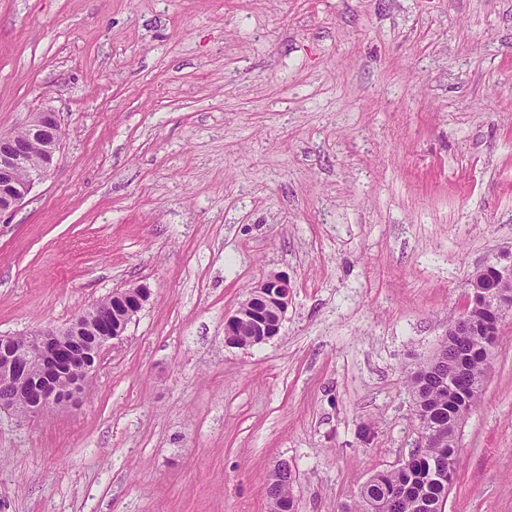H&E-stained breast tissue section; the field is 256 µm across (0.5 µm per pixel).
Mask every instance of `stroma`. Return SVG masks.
Masks as SVG:
<instances>
[{"label":"stroma","instance_id":"1","mask_svg":"<svg viewBox=\"0 0 512 512\" xmlns=\"http://www.w3.org/2000/svg\"><path fill=\"white\" fill-rule=\"evenodd\" d=\"M59 160L0 222V336L141 283L80 405L0 408V512H343L407 379L512 251V0H0V132ZM279 336L224 343L272 272ZM444 512H512V315ZM290 472H281L278 467L275 472V478L270 483L268 489V497L270 498L272 509L271 512H296L295 500L292 495L290 481ZM288 509V511H286Z\"/></svg>","mask_w":512,"mask_h":512}]
</instances>
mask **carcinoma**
Listing matches in <instances>:
<instances>
[{"mask_svg": "<svg viewBox=\"0 0 512 512\" xmlns=\"http://www.w3.org/2000/svg\"><path fill=\"white\" fill-rule=\"evenodd\" d=\"M446 359L464 357L463 376L447 373V367L433 368L426 360L409 379L413 398L417 401L415 417L423 433H440L413 452L414 461L405 467L379 472L360 488L358 501L345 512H425L421 503L431 506L430 512H439V505L448 500V479L434 476V467L459 468L462 448L454 444L456 423L468 417L473 409L469 396L457 394L452 384L468 388L483 387L493 367L499 348H487L477 336H453L445 344ZM395 489L407 492L409 501L400 509L394 507L391 493ZM271 512H296L290 475L275 472L268 489Z\"/></svg>", "mask_w": 512, "mask_h": 512, "instance_id": "1", "label": "carcinoma"}]
</instances>
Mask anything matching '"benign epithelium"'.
<instances>
[{"instance_id":"7a95c632","label":"benign epithelium","mask_w":512,"mask_h":512,"mask_svg":"<svg viewBox=\"0 0 512 512\" xmlns=\"http://www.w3.org/2000/svg\"><path fill=\"white\" fill-rule=\"evenodd\" d=\"M29 135L38 139L42 159L34 170L26 169L27 143L16 133H0V218L11 215L32 192L41 175L50 171L58 161L61 144V124L54 112H36L25 126ZM512 276V253H504L498 260L477 268L469 280L466 304L461 315L448 324L449 336H481L492 345L500 335L502 323L512 312V295L497 288L500 279ZM120 302V315L107 324L95 326V346L100 351L109 341H120L127 325L149 301V287L140 284L113 292ZM292 300V284L282 273L262 279L249 296L230 315L224 324V341L238 346L234 337L251 333V345L260 344L279 334L288 306ZM266 311L257 312V303ZM95 308L78 315L64 328L45 327L28 333L23 342L15 336H0V381L10 386L13 397L0 404L25 417L39 415L48 409L67 404L56 390L45 385L36 389L37 395L29 398V372L37 364L49 372L60 365L73 366L75 335L84 329Z\"/></svg>"}]
</instances>
